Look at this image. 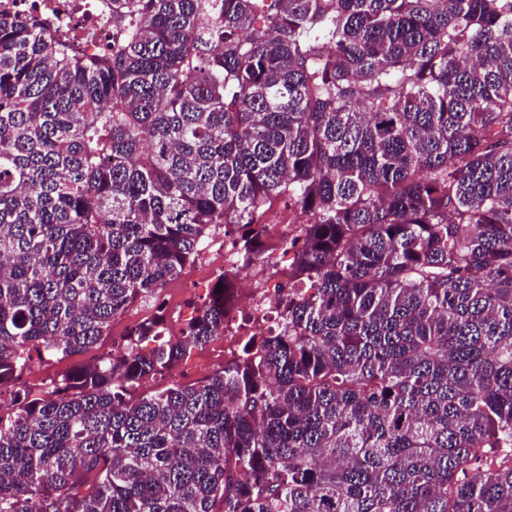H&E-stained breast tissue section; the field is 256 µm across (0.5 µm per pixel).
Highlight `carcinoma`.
<instances>
[{
	"instance_id": "1",
	"label": "carcinoma",
	"mask_w": 512,
	"mask_h": 512,
	"mask_svg": "<svg viewBox=\"0 0 512 512\" xmlns=\"http://www.w3.org/2000/svg\"><path fill=\"white\" fill-rule=\"evenodd\" d=\"M0 26V385L96 348L234 226L302 217L285 329L179 335L0 410V512H512V0H112ZM109 3L106 0H1L0 22L35 16L42 25L68 39L78 54L95 57L106 42L100 29L112 37V14L104 15ZM74 30L76 36L72 38L70 33Z\"/></svg>"
}]
</instances>
